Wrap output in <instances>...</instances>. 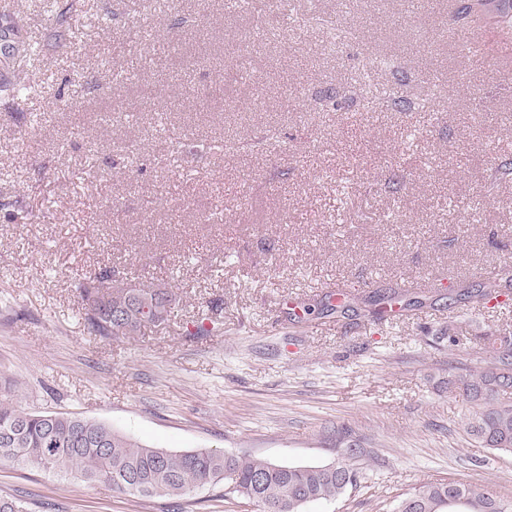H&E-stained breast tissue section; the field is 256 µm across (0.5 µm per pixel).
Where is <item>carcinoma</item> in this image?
Wrapping results in <instances>:
<instances>
[{"label": "carcinoma", "instance_id": "cac0c4a2", "mask_svg": "<svg viewBox=\"0 0 512 512\" xmlns=\"http://www.w3.org/2000/svg\"><path fill=\"white\" fill-rule=\"evenodd\" d=\"M73 0H52L46 22L55 47L71 37ZM477 16L491 20L501 36L512 41V0H462L455 19ZM21 15L0 26V72L12 80L0 81V95L9 98L40 96L44 87L31 83L17 70L18 63L42 53L38 42L26 40ZM116 271L103 268L78 283L91 330L104 337L133 336L147 324L167 320L173 293L166 288H106ZM379 318L399 319L422 306L394 293L381 298ZM124 314L112 320V312ZM448 386L473 412L462 431L483 448L512 451V336L490 340L484 366L468 373L448 375ZM345 445L341 458L327 465H276L249 455L209 450L169 452L131 440L111 426L62 413H34L0 394V461L27 468H61L85 482H104L112 490L142 497H182L207 486L223 485L224 496L254 501L260 512H300L313 501L334 500L358 485L361 470L354 464L361 450L340 433ZM466 500V512H512V501L502 499L489 485L458 482L427 484L404 498L398 512H449L448 499Z\"/></svg>", "mask_w": 512, "mask_h": 512}]
</instances>
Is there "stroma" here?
<instances>
[{"label": "stroma", "mask_w": 512, "mask_h": 512, "mask_svg": "<svg viewBox=\"0 0 512 512\" xmlns=\"http://www.w3.org/2000/svg\"><path fill=\"white\" fill-rule=\"evenodd\" d=\"M83 4L106 24L75 23L65 54L24 67L81 108L34 130L44 100L0 98V391L153 447L275 464L334 462L349 430L359 485L303 512H393L448 480L512 500V452L462 432L448 387L512 332V305L464 296L512 266V181L488 178L512 159V53L494 31L455 20L456 0ZM292 10L336 14L348 36L321 59L315 39H258ZM154 26L162 42L129 52ZM465 30L483 63L460 52ZM361 74L411 111H366L346 82ZM35 199L43 222L10 220L7 204ZM104 267L171 289L167 321L92 333L76 286ZM417 276L447 285L406 319L324 309L334 283L365 295ZM1 496L30 512H258L218 488L143 498L7 462Z\"/></svg>", "instance_id": "35a3bbf8"}]
</instances>
